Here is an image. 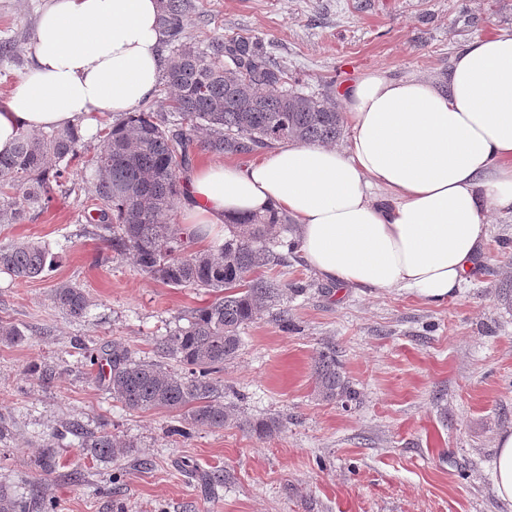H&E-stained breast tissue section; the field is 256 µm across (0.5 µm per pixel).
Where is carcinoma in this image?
<instances>
[{
	"label": "carcinoma",
	"instance_id": "obj_1",
	"mask_svg": "<svg viewBox=\"0 0 512 512\" xmlns=\"http://www.w3.org/2000/svg\"><path fill=\"white\" fill-rule=\"evenodd\" d=\"M190 0H160L159 25L169 46V100L128 112L102 135L98 166L86 186L96 201L95 221L112 232V244L132 254L139 269L175 288L216 293L194 310L188 326L156 344L158 358L137 360L122 343H112L108 389L131 411L165 409L178 413L172 434L190 435L199 426L222 428L231 421L258 436L280 430L275 418L251 420L224 404V383L216 377L236 357L240 330L283 296L277 282L255 273L283 255L271 240L288 231V216L276 211L237 218L217 253H187L184 232L170 223L181 193L180 173L189 162L197 134L217 154L250 153L278 142L332 145L343 133V113L324 99L288 87V70L272 61L258 41L217 37L205 46L184 41ZM82 149L75 128L20 132L11 155L0 157V224H19L43 210L62 191L67 163ZM54 256L40 241L0 248V271L24 281L40 276ZM55 302L78 317L88 308L76 285L55 289ZM174 358L186 372L168 368ZM316 395L348 406L357 392L340 371L333 352L314 364ZM91 455L112 459L124 445L107 430L86 436ZM27 502L0 489V512H28Z\"/></svg>",
	"mask_w": 512,
	"mask_h": 512
}]
</instances>
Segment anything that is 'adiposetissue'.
<instances>
[{
    "label": "adipose tissue",
    "mask_w": 512,
    "mask_h": 512,
    "mask_svg": "<svg viewBox=\"0 0 512 512\" xmlns=\"http://www.w3.org/2000/svg\"><path fill=\"white\" fill-rule=\"evenodd\" d=\"M159 0H47L34 60L0 103V156L24 130L83 127L151 97L167 60ZM344 145L288 142L246 164L211 163L186 182L198 235L276 210L299 251L345 288L397 289L439 305L464 287L512 213V34L476 39L433 82L362 73L340 94Z\"/></svg>",
    "instance_id": "ef3b65f1"
}]
</instances>
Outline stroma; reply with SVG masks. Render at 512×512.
<instances>
[{
  "instance_id": "35a3bbf8",
  "label": "stroma",
  "mask_w": 512,
  "mask_h": 512,
  "mask_svg": "<svg viewBox=\"0 0 512 512\" xmlns=\"http://www.w3.org/2000/svg\"><path fill=\"white\" fill-rule=\"evenodd\" d=\"M45 0H0V102L32 64ZM188 42L262 40L288 83L339 103L360 74L436 78L469 41L512 31V0H192ZM90 117L83 156L71 162L67 195L20 224H0V247L46 243L54 265L29 281L0 272V322L23 341L0 343V486L56 512H512L495 492L497 436L512 429V216H490L485 253L457 298L430 305L392 289L362 291L324 280L299 252L265 277L284 289L241 331L220 374L225 402L250 418L274 417L269 438L230 423L171 435L176 414L133 412L113 399L88 351L119 341L141 360L187 326L213 296L143 274L113 248L109 231L84 222L83 188L100 132ZM83 288L82 317L62 312L54 290ZM287 324H280V314ZM332 349L358 393L350 407L315 393L314 362ZM48 379H41V372ZM108 429L125 449L93 459L71 427ZM58 467L44 476L46 444ZM222 471L218 497L192 471Z\"/></svg>"
}]
</instances>
